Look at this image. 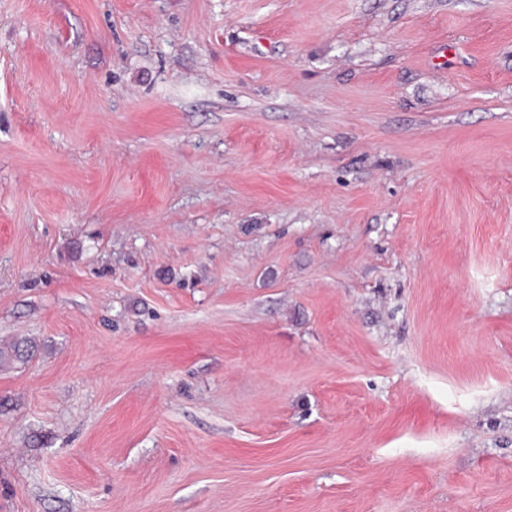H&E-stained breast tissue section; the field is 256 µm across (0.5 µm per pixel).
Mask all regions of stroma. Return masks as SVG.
Returning <instances> with one entry per match:
<instances>
[{
	"label": "stroma",
	"mask_w": 512,
	"mask_h": 512,
	"mask_svg": "<svg viewBox=\"0 0 512 512\" xmlns=\"http://www.w3.org/2000/svg\"><path fill=\"white\" fill-rule=\"evenodd\" d=\"M0 512H512V0H0Z\"/></svg>",
	"instance_id": "stroma-1"
}]
</instances>
